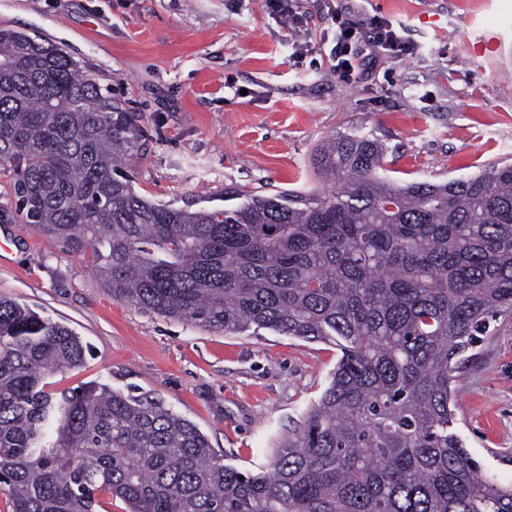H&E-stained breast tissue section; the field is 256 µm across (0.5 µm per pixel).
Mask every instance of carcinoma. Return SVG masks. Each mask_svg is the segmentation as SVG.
I'll use <instances>...</instances> for the list:
<instances>
[{"mask_svg": "<svg viewBox=\"0 0 512 512\" xmlns=\"http://www.w3.org/2000/svg\"><path fill=\"white\" fill-rule=\"evenodd\" d=\"M141 117L63 48L0 29V172L28 223L91 253L112 299L189 324L252 326L341 356L269 468L224 465L149 394L92 383L67 326L0 296V493L10 512H512V485L448 431L461 355L512 315V165L445 182L386 175L388 147L333 136L325 192L236 190L191 210L134 187Z\"/></svg>", "mask_w": 512, "mask_h": 512, "instance_id": "obj_1", "label": "carcinoma"}]
</instances>
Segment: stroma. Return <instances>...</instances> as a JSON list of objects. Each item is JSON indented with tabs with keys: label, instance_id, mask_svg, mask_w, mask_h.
I'll use <instances>...</instances> for the list:
<instances>
[{
	"label": "stroma",
	"instance_id": "35a3bbf8",
	"mask_svg": "<svg viewBox=\"0 0 512 512\" xmlns=\"http://www.w3.org/2000/svg\"><path fill=\"white\" fill-rule=\"evenodd\" d=\"M288 28L268 0H0V28L60 45L142 117L136 188L219 205L224 190L320 188L316 148L341 134L384 141L392 178L441 181L512 162V0H371L418 50L371 79H339L325 0H293ZM484 26L506 43L472 59ZM0 296L73 329L85 364L55 392L90 382L149 392L194 422L227 466L258 471L294 439L341 351L269 329L234 333L112 299L90 255L66 252L11 204L0 176ZM455 432L484 474L512 483V316L468 350L455 382Z\"/></svg>",
	"mask_w": 512,
	"mask_h": 512
}]
</instances>
